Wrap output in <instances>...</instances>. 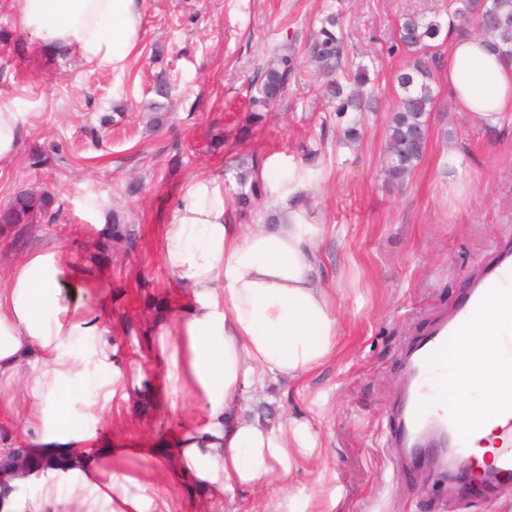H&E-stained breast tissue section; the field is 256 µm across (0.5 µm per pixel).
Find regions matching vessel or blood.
Wrapping results in <instances>:
<instances>
[{"mask_svg":"<svg viewBox=\"0 0 512 512\" xmlns=\"http://www.w3.org/2000/svg\"><path fill=\"white\" fill-rule=\"evenodd\" d=\"M491 302L512 310V249L499 251L454 312L414 343L406 363L407 387L394 413V441L401 450L412 453L429 448L438 466L471 467L470 423L457 414H422L420 405L439 396L449 380L448 363L459 353L465 329ZM498 407L502 424L492 477L494 482L508 484L512 482V394L502 395Z\"/></svg>","mask_w":512,"mask_h":512,"instance_id":"obj_1","label":"vessel or blood"}]
</instances>
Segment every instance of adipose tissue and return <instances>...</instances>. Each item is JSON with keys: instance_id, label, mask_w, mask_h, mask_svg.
I'll list each match as a JSON object with an SVG mask.
<instances>
[{"instance_id": "adipose-tissue-1", "label": "adipose tissue", "mask_w": 512, "mask_h": 512, "mask_svg": "<svg viewBox=\"0 0 512 512\" xmlns=\"http://www.w3.org/2000/svg\"><path fill=\"white\" fill-rule=\"evenodd\" d=\"M30 44L84 64L124 69L139 53L145 0H8ZM457 112L489 132L512 116V63L479 32L449 33L437 72ZM448 205L467 197L473 171L455 143L436 162ZM262 221L236 224L223 179L190 178L161 227L163 266L176 285L177 313L155 325L156 392L175 417L178 478L243 497L249 512H327L323 496L291 492L293 475L321 453L304 417L263 420L253 397L269 385L302 395L308 380L342 351L338 295L319 275V241L332 224L313 223L307 184L276 177ZM97 279L54 242L0 265V423L17 425L28 450L54 458L39 491L29 473L0 480V512H179L159 475L161 455L139 469L142 448L93 441L116 393L112 344L92 303ZM441 399L426 411L471 419V452L491 460L498 398L512 391V312L489 305Z\"/></svg>"}]
</instances>
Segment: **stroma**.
I'll list each match as a JSON object with an SVG mask.
<instances>
[{
    "label": "stroma",
    "instance_id": "1",
    "mask_svg": "<svg viewBox=\"0 0 512 512\" xmlns=\"http://www.w3.org/2000/svg\"><path fill=\"white\" fill-rule=\"evenodd\" d=\"M442 0H146L139 53L124 70L89 67L76 57H48L24 41L0 11V103L24 112L20 151L0 167V204L21 190H51L58 220L36 219L19 246L0 243V263L25 247L54 241L94 271L104 288L102 325L114 344L119 399L105 411L102 445H148L174 456L172 415L154 392L157 318L177 304L158 253L160 226L186 181L232 178L238 157L258 154L281 173L302 175L314 223L332 224L320 246L326 287L339 289L344 348L304 396L273 385L256 399L273 416L309 418L322 457L293 478L296 493L335 494L333 512H512L471 474L448 489L443 474L409 465L393 450V409L405 381V353L455 309L512 237V125L483 130L455 112L442 83L420 164L403 184L383 176L389 115L397 102L393 73L404 55L388 54L399 19L433 15ZM341 12L356 60L369 64L376 111L361 118L359 140L337 145L345 126L329 112L312 65H304L284 102L241 137L248 85L273 47L303 46L328 10ZM166 81L167 98L156 91ZM162 103L166 122L149 123ZM108 125H101L102 117ZM456 142L475 168L473 189L448 210L436 160ZM55 148L50 167H30L32 153ZM321 150L318 164L305 155ZM135 231L133 244L102 235L113 212ZM141 366L129 379L127 370ZM171 491L183 512H245L243 500L193 484Z\"/></svg>",
    "mask_w": 512,
    "mask_h": 512
}]
</instances>
